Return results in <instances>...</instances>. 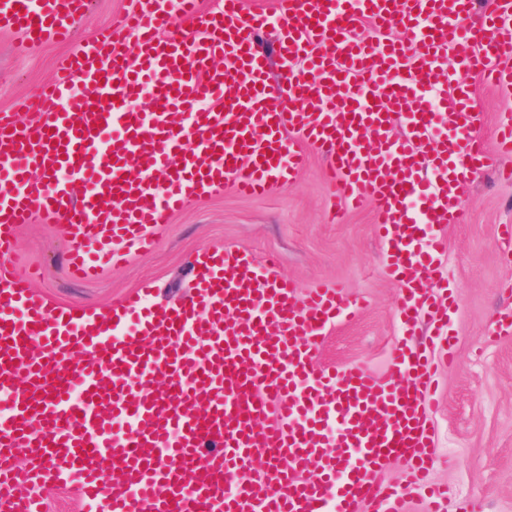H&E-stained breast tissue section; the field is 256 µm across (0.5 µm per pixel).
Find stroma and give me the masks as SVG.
I'll return each instance as SVG.
<instances>
[{"label":"stroma","mask_w":512,"mask_h":512,"mask_svg":"<svg viewBox=\"0 0 512 512\" xmlns=\"http://www.w3.org/2000/svg\"><path fill=\"white\" fill-rule=\"evenodd\" d=\"M69 50L66 44L28 49L17 35L0 32V109L22 112L31 89L51 78ZM470 84L486 116L480 137L489 147L501 113L512 109V91L475 78ZM501 166L512 167V156L464 184L461 223L435 227L447 243L440 267L457 303L448 322L455 359H443L440 346L430 348L438 385L426 398L439 448L431 480L448 490L446 512H512V333L498 330L500 320L512 317V244L498 233L499 225L512 224V182L499 179ZM325 167V157L312 150L290 187L253 198L230 188L197 198L171 215L150 254L105 267L91 282L69 277L61 224L23 225L9 261L21 274L38 270L35 287L52 300L104 313L137 293H149L159 306L189 294V258L201 246L243 248L259 258L273 253L280 275L298 289L337 284L365 302L355 318L329 331L317 353L321 366L359 362L383 378L402 334L399 288L383 273L370 206L328 223L334 190Z\"/></svg>","instance_id":"stroma-1"}]
</instances>
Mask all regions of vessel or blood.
I'll return each instance as SVG.
<instances>
[{
    "label": "vessel or blood",
    "instance_id": "obj_1",
    "mask_svg": "<svg viewBox=\"0 0 512 512\" xmlns=\"http://www.w3.org/2000/svg\"><path fill=\"white\" fill-rule=\"evenodd\" d=\"M87 5L0 0V28L31 49L68 41ZM270 30L283 96L259 40ZM511 54L512 0H277L272 18L242 0H131L59 61L28 120L1 111L0 512H46L32 489L59 479L89 512H404L406 488L382 471L401 461L418 486L435 464L423 407L435 369L403 340L389 378L321 368L324 330L361 307L341 287L302 292L275 256L205 246L180 303L130 296L94 317L3 259L19 225L62 222L71 277L95 280L150 251L188 200L290 185L308 145L342 202L332 220L372 201L406 329L433 316L430 343L453 351L435 273L445 241L430 227L460 223L452 184L512 155L511 112L495 152L476 139L469 83L511 89ZM442 109L456 131L438 139ZM107 463L119 483L104 481Z\"/></svg>",
    "mask_w": 512,
    "mask_h": 512
}]
</instances>
